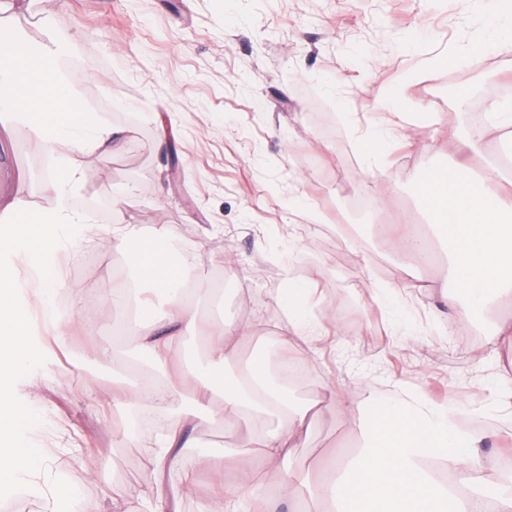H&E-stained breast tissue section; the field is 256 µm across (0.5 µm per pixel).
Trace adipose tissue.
<instances>
[{"instance_id":"adipose-tissue-1","label":"adipose tissue","mask_w":512,"mask_h":512,"mask_svg":"<svg viewBox=\"0 0 512 512\" xmlns=\"http://www.w3.org/2000/svg\"><path fill=\"white\" fill-rule=\"evenodd\" d=\"M473 8L483 21L478 37L462 53L437 56L435 65L463 67L475 55L512 48V2L473 0ZM489 113L492 128L504 133L500 155L484 159L477 177L461 165L444 175H430L424 191L436 228L451 244L453 289L447 298L464 299L475 314L495 303L512 302V101L492 103ZM111 234L117 247L128 254L137 281L165 294L170 303L165 323L149 319L146 329L134 324L128 328L129 334L138 337L155 372L165 373L184 332L200 326V307L211 302L216 291L196 280L191 257L171 262L165 232L147 239L135 225L116 224ZM317 293L311 282L293 280L278 298V305L288 310V325L279 339L282 348H298L307 355L335 343L336 317L318 320L310 312ZM250 333L242 323L210 328L208 353L213 365L223 367L234 361L239 341ZM182 381L191 385L195 398L191 409L174 418L157 442L151 460L157 476L176 464L179 449L188 444V430L200 419L227 428L244 420L267 421L261 438L262 461L280 465L301 447L317 407L313 401L296 403L286 390L275 386L259 353L245 373L232 381L189 369ZM322 399L339 404L363 438L348 472L317 493L320 499L336 502L338 512H512L511 491L488 497L456 494L425 470L427 464L438 463L464 486L491 476L493 459L480 452L482 438L468 430L465 421L477 414L492 415V408L437 403L419 391L396 388L368 387L354 395L332 384L324 387ZM264 496L263 483L247 471L239 482L199 504L198 512H236V505Z\"/></svg>"}]
</instances>
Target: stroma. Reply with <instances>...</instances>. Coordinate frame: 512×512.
I'll return each mask as SVG.
<instances>
[{"instance_id":"stroma-1","label":"stroma","mask_w":512,"mask_h":512,"mask_svg":"<svg viewBox=\"0 0 512 512\" xmlns=\"http://www.w3.org/2000/svg\"><path fill=\"white\" fill-rule=\"evenodd\" d=\"M0 24L36 42L65 40L70 56L86 64L94 91L87 108L126 138L112 151L72 153L82 166L76 199L105 209L108 219L88 233L87 245L57 254L68 336H46L45 365L17 384L23 402L46 412L30 435L49 457L40 484L57 475L78 486L83 512H112L117 486L126 512H143L158 432L192 396L184 385L157 407L131 406L113 393V377L138 358L135 337L115 335L125 315L112 308L113 283L132 273L109 232L118 222L148 236L165 230L196 255L201 280L223 275V298L204 306L202 323H252L253 335L238 347L244 360L256 351L274 356L286 323L275 298L289 278L315 281L312 313L342 315L343 335L340 346H323L311 359L306 383L290 388L298 402L315 399L327 383L351 393L394 384L478 407L493 398L496 374L512 378V347L489 344L512 307H493L460 327V311L437 295L446 247L437 245L429 267H408L394 252L407 220L431 223L420 183L454 155L449 128L472 125L474 111L512 97V50L460 68L462 85L481 91L465 114L447 70L432 64L469 43L477 27L471 0H20ZM388 92L400 96V112L383 107ZM374 125L395 128L396 138L369 175L363 134ZM42 159L24 127L0 126L1 218L18 199L42 210ZM291 236L305 244L292 259L283 250ZM223 254L236 258L233 269L218 263ZM381 280L404 284L407 321L389 322L374 303ZM89 310L96 314L90 331L83 326ZM112 343L111 362L92 361L93 345ZM475 347L484 361L473 358ZM130 431L138 447H126ZM261 433L258 423L200 422L193 447L163 478L181 512H196L216 482L233 481L223 468H200L201 460L228 448L257 456ZM359 443L339 411L323 405L302 448L260 480L273 489L294 474L320 485L323 459ZM187 471L197 474L189 494Z\"/></svg>"}]
</instances>
